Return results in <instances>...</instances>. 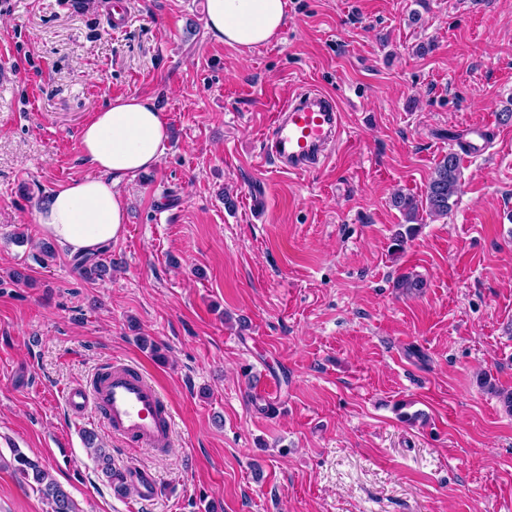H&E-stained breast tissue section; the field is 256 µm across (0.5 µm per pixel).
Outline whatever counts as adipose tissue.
I'll return each mask as SVG.
<instances>
[{"label":"adipose tissue","instance_id":"adipose-tissue-1","mask_svg":"<svg viewBox=\"0 0 512 512\" xmlns=\"http://www.w3.org/2000/svg\"><path fill=\"white\" fill-rule=\"evenodd\" d=\"M286 23V0L206 3L211 36L242 53L271 42ZM167 141L168 125L152 99L126 95L110 100L79 135L90 173L61 186L37 212L42 237L80 254L118 239L127 222L124 187L158 165Z\"/></svg>","mask_w":512,"mask_h":512}]
</instances>
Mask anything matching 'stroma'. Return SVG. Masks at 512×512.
<instances>
[{"label":"stroma","mask_w":512,"mask_h":512,"mask_svg":"<svg viewBox=\"0 0 512 512\" xmlns=\"http://www.w3.org/2000/svg\"><path fill=\"white\" fill-rule=\"evenodd\" d=\"M287 3L243 54L211 37L206 0H133L120 30L108 0H0V512H49L17 449L80 512H512V413L479 383L512 390V0ZM314 90L342 137L280 171L273 105ZM132 94L170 140L125 188L111 278L87 281L37 251L35 214L88 173L85 122ZM474 122L489 147L461 158L448 216L395 246L393 194L422 197ZM406 273L420 292L395 288ZM114 361L169 401L168 454L67 409ZM86 441L88 448L93 450L95 457L101 466L103 475L107 478L111 486H114L115 492L118 494L127 492L129 489V485L127 484V475L112 467V461L109 453H106L103 448H95V435L88 434L86 436Z\"/></svg>","instance_id":"1"}]
</instances>
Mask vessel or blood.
<instances>
[{"label": "vessel or blood", "mask_w": 512, "mask_h": 512, "mask_svg": "<svg viewBox=\"0 0 512 512\" xmlns=\"http://www.w3.org/2000/svg\"><path fill=\"white\" fill-rule=\"evenodd\" d=\"M341 113L334 100L320 92L282 103L269 129L268 139L282 170L310 172L326 157L328 147L340 139ZM70 411H98L116 435L157 453L172 441V418L159 388L141 372L113 364L98 373L90 385L74 386L65 393Z\"/></svg>", "instance_id": "vessel-or-blood-1"}]
</instances>
